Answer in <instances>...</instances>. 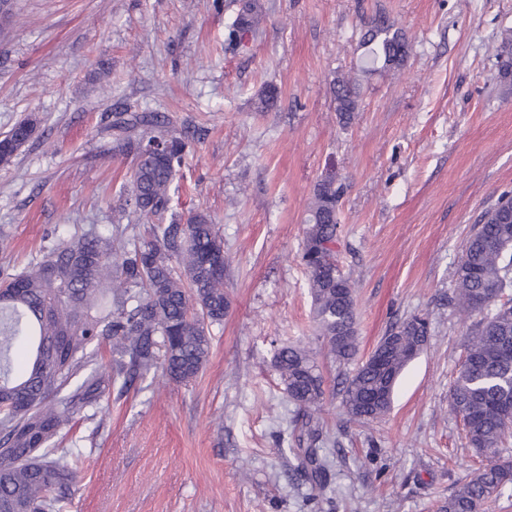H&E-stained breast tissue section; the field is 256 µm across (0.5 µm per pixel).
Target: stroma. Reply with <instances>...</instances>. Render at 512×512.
I'll return each mask as SVG.
<instances>
[{
  "mask_svg": "<svg viewBox=\"0 0 512 512\" xmlns=\"http://www.w3.org/2000/svg\"><path fill=\"white\" fill-rule=\"evenodd\" d=\"M259 3L261 34L233 52L235 0H11L0 24V137L37 122L0 165V272L76 226L144 234L126 203L135 157L114 128L126 102L190 131L172 212L208 213L224 237L231 308L203 372L186 386L150 372L76 420L83 462L66 512H436L480 466L448 401L471 320L443 298L473 225L512 189V99L492 54L512 0ZM380 10L412 50L362 76L345 127L331 81L360 65V20ZM269 84L278 109L255 111ZM331 173L345 186L336 260L356 284L359 358L396 322L432 323L390 411L364 423L342 406L300 261ZM283 344L309 347L324 379L333 492L321 507L276 446L297 412L271 364Z\"/></svg>",
  "mask_w": 512,
  "mask_h": 512,
  "instance_id": "1",
  "label": "stroma"
}]
</instances>
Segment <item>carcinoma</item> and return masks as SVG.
<instances>
[{"instance_id": "1", "label": "carcinoma", "mask_w": 512, "mask_h": 512, "mask_svg": "<svg viewBox=\"0 0 512 512\" xmlns=\"http://www.w3.org/2000/svg\"><path fill=\"white\" fill-rule=\"evenodd\" d=\"M256 0H239L227 24L224 50L241 47L258 32ZM363 65L333 79L342 125L360 110V75L404 62L405 35L385 14L361 21ZM502 95L512 96V32L495 48ZM279 92L268 85L256 111L276 107ZM159 116L130 112L118 126L136 164L131 205L149 228L131 247L125 228L104 233L91 227L58 237L41 258L0 277V512H65L64 497L79 471L80 454L55 444L80 413L94 419L110 388L118 394L151 369L169 381L195 380L208 360L212 327L224 321L231 301L224 289V241L210 215L186 222L168 217L174 179L185 162V142L158 128ZM35 132L28 118L0 139V164H8ZM343 187L336 177L320 181L306 221L301 261L308 275L313 319L328 353L339 364L357 355L353 285L336 261ZM512 192H502L473 226L453 272L448 303L476 314L466 334L465 355L449 388V405L463 421L469 445L482 458L477 474L437 512H485L488 503L512 491V455L499 444L512 434ZM430 321L415 314L392 325L371 355L338 382L350 420H377L391 409L403 369L422 350ZM108 347L99 364L95 347ZM273 367L298 407L286 448L317 495L330 491V465L322 454L324 429L315 412L324 381L304 346H282Z\"/></svg>"}]
</instances>
